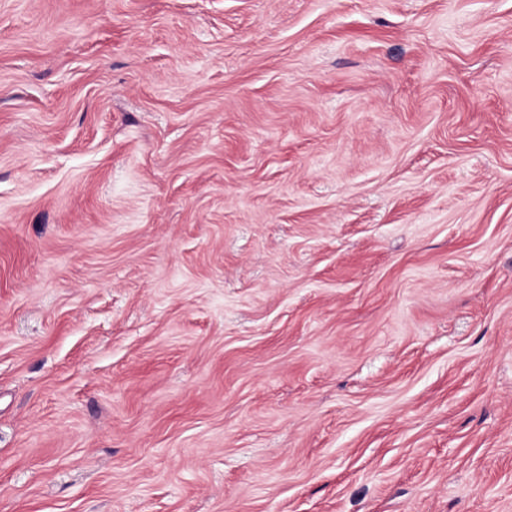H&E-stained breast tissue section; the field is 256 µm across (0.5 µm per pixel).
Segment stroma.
I'll return each mask as SVG.
<instances>
[{"instance_id": "stroma-1", "label": "stroma", "mask_w": 512, "mask_h": 512, "mask_svg": "<svg viewBox=\"0 0 512 512\" xmlns=\"http://www.w3.org/2000/svg\"><path fill=\"white\" fill-rule=\"evenodd\" d=\"M0 512H512V0H0Z\"/></svg>"}]
</instances>
